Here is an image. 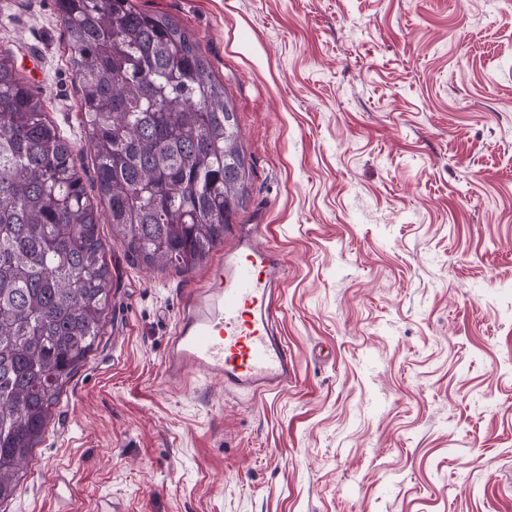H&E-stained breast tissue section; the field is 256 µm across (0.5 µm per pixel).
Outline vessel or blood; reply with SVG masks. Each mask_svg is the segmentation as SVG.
Returning a JSON list of instances; mask_svg holds the SVG:
<instances>
[{"label": "vessel or blood", "instance_id": "b4317fda", "mask_svg": "<svg viewBox=\"0 0 512 512\" xmlns=\"http://www.w3.org/2000/svg\"><path fill=\"white\" fill-rule=\"evenodd\" d=\"M285 275L286 260L264 225H242L206 286L185 295L167 342L165 379L180 382L196 371L255 398L285 389L295 378L277 332L275 291Z\"/></svg>", "mask_w": 512, "mask_h": 512}]
</instances>
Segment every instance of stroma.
<instances>
[{
    "instance_id": "stroma-1",
    "label": "stroma",
    "mask_w": 512,
    "mask_h": 512,
    "mask_svg": "<svg viewBox=\"0 0 512 512\" xmlns=\"http://www.w3.org/2000/svg\"><path fill=\"white\" fill-rule=\"evenodd\" d=\"M232 100L249 177L224 233L285 256L296 365L259 399L163 376L188 273L105 220L55 0H0V50L73 147L114 288L0 512H512V0H140Z\"/></svg>"
}]
</instances>
